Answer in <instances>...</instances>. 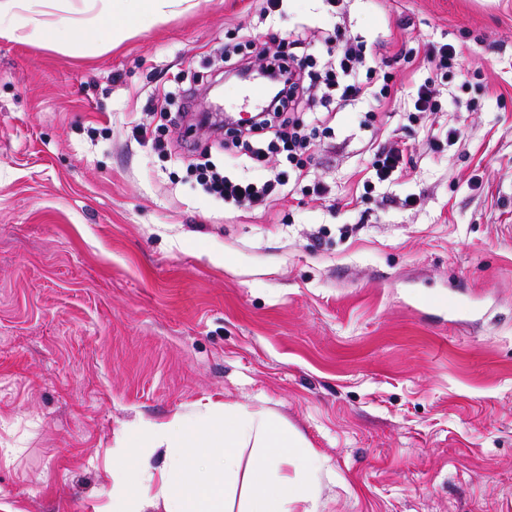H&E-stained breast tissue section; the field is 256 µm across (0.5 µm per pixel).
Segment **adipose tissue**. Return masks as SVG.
Masks as SVG:
<instances>
[{
    "instance_id": "1",
    "label": "adipose tissue",
    "mask_w": 512,
    "mask_h": 512,
    "mask_svg": "<svg viewBox=\"0 0 512 512\" xmlns=\"http://www.w3.org/2000/svg\"><path fill=\"white\" fill-rule=\"evenodd\" d=\"M0 0V37L17 43L40 38L57 45L75 30L92 32L104 47L123 41L143 18L191 0H85L82 16H65L66 0ZM112 474L109 512H317L316 467L310 445L270 410L225 408L223 416L189 412L168 422H148L121 443ZM160 448V466L144 464L141 451ZM251 465H243V449ZM296 463L287 473L288 463Z\"/></svg>"
}]
</instances>
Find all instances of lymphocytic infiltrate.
Wrapping results in <instances>:
<instances>
[{
	"instance_id": "lymphocytic-infiltrate-1",
	"label": "lymphocytic infiltrate",
	"mask_w": 512,
	"mask_h": 512,
	"mask_svg": "<svg viewBox=\"0 0 512 512\" xmlns=\"http://www.w3.org/2000/svg\"><path fill=\"white\" fill-rule=\"evenodd\" d=\"M280 49H271L256 40L251 30H243L241 47L264 57L266 65L263 88L267 96L262 116L248 128L228 124L224 133L232 139L245 138L254 167H264L277 147L296 151L303 148L307 134L295 117L299 106H306L314 122H321V110L331 100L362 101L373 99L384 105L392 98L390 84H378L379 74L372 67L363 44L345 38L340 26H333L324 36L317 53H310L301 33L284 32ZM206 191L227 203H259L275 191V181L256 182L246 177L222 173L211 160L201 164Z\"/></svg>"
}]
</instances>
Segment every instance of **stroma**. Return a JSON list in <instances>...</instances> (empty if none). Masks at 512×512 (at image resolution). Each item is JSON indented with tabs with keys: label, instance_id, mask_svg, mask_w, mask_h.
Wrapping results in <instances>:
<instances>
[{
	"label": "stroma",
	"instance_id": "1",
	"mask_svg": "<svg viewBox=\"0 0 512 512\" xmlns=\"http://www.w3.org/2000/svg\"><path fill=\"white\" fill-rule=\"evenodd\" d=\"M194 2L112 49L0 38V504L103 512L140 421L225 404L305 436L320 512H512V0H348L346 35L404 51L401 90L267 171L197 125L205 91L249 112L225 46L245 26L316 39L331 9ZM446 43L469 87L427 56ZM426 81L442 102L427 122L411 100ZM173 83L192 94L162 106ZM391 142L407 165L368 189ZM206 148L285 189L224 203L192 166Z\"/></svg>",
	"mask_w": 512,
	"mask_h": 512
}]
</instances>
